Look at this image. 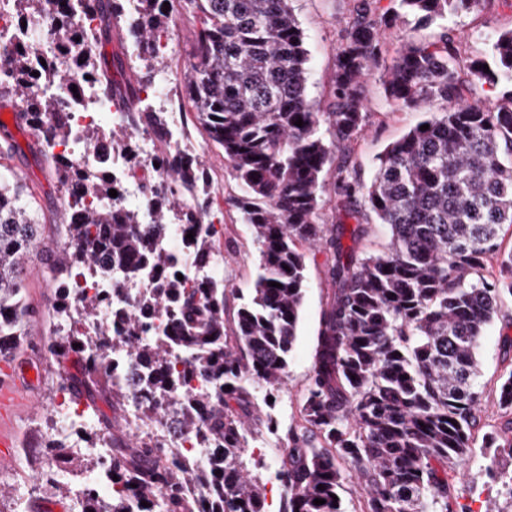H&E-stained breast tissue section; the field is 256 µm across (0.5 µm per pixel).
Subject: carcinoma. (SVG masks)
I'll return each instance as SVG.
<instances>
[{
  "instance_id": "obj_1",
  "label": "carcinoma",
  "mask_w": 512,
  "mask_h": 512,
  "mask_svg": "<svg viewBox=\"0 0 512 512\" xmlns=\"http://www.w3.org/2000/svg\"><path fill=\"white\" fill-rule=\"evenodd\" d=\"M45 2L15 0L18 26L39 25ZM164 2L139 0L131 27L144 50L170 19ZM176 2L178 12L204 16L185 74V106L223 148L240 186L234 203L259 245L254 288L238 305L220 280L187 288L171 273L174 259L160 246L169 224L189 225L187 245L200 262L220 248L211 227L198 224L209 209L211 180L189 150L160 151L174 188L147 218L136 210L117 216L104 204L72 195L65 201L64 246L47 251L44 260L58 294L54 315L75 324L97 318L102 299L84 297L71 306L65 285L98 259L135 266L154 278L155 288L136 302L112 341L86 334L57 344V355L72 352L81 364L76 375L60 374V385L74 404H85L94 423L89 435L106 437L112 468L94 457H72L63 441L46 447L112 483L106 498L86 494L84 512H268L265 487L243 474L241 453L251 431L230 402L250 406L253 384L273 388L288 376L306 286L304 248L318 247L331 255L333 296L322 313L302 423L288 432L278 472L282 512H342L333 496L340 495L348 470L364 494L361 512H454L448 471L464 461L478 426L475 350L500 302L512 297V251L502 252L500 242L503 226H512V30L493 40L491 61L470 62L465 79L455 37L404 44L385 74V92L398 108L431 113L423 121L429 129L417 127L388 147L370 183L353 176L343 157L328 184L325 172L335 154L344 153L367 124L361 87L384 46L372 0H359L346 29L326 112L308 95V53L291 0ZM397 2L396 17L431 24L480 0ZM73 8L101 16L94 36L99 46L121 13L120 0H77ZM59 49L35 77L25 47H17L12 83L22 123L44 147L58 181L70 187L87 175L49 153L66 126L55 119L53 99L32 96L36 83L68 84L83 73L127 113L128 126L161 141L164 122L160 112L131 111L139 89L114 80L112 62L83 49L78 35L69 34ZM482 81L508 90L495 104L466 101L465 89ZM328 202L338 209L336 225L320 222ZM39 212L23 178L0 169V310L13 313L0 319V337H13L14 348L30 316L24 288L27 261L44 226ZM345 218L355 220L348 247L342 244ZM372 219L391 230L387 250L378 254L364 244ZM490 257L500 259L509 279L484 276ZM156 309L167 312L168 331L146 341L142 318ZM117 348L144 366L150 405L143 415L150 424L166 425L162 399L182 392L181 425L212 449L208 468L192 457L170 461L155 445L112 434V420L100 412L95 395L125 404L124 389L112 382ZM195 379L210 387L187 392ZM499 400L512 409V364ZM483 448L487 476L503 478L498 463L512 458V419L507 431L485 435ZM189 486L208 488L209 499L185 498ZM316 499L325 503L316 505Z\"/></svg>"
}]
</instances>
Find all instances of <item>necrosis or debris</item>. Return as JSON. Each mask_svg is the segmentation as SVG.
<instances>
[{
	"label": "necrosis or debris",
	"instance_id": "obj_1",
	"mask_svg": "<svg viewBox=\"0 0 512 512\" xmlns=\"http://www.w3.org/2000/svg\"><path fill=\"white\" fill-rule=\"evenodd\" d=\"M34 91L40 96H53L58 110L68 116L69 133L66 138L57 141L53 148L54 154L63 157L76 169L111 173L117 195L109 199L110 207L117 210L148 211L151 202L142 193V183L149 180L161 189L167 188L169 183L163 167L156 164L153 136L142 131H132L124 143H113L112 132L125 124V115L115 111L110 101L90 82L79 79L71 87L39 83L35 85ZM90 128L100 130L101 135L97 140L86 139L85 132ZM186 235L185 225L173 224L161 240L162 246L173 256L175 270L182 274L184 285L194 286L204 277L223 279V254L215 253L207 263H199L187 247ZM105 268V263H92L79 283L84 294L106 298L98 322L83 324L82 332L111 333L119 321L120 313L128 311L137 299L147 295L154 286L151 277L136 272L112 277L106 275ZM114 373L127 390L125 424L132 435L158 444L164 456L174 458L191 453L196 456L199 465H207L211 456L210 449L200 447L191 433L180 428L178 416H171L168 424L161 428L143 423L140 371L136 360L127 350L116 351ZM50 415L54 422L51 430L53 438L65 441L78 453L96 455L102 461H109V448L103 439L88 438L92 422L82 410L68 401L65 390L57 391L50 406Z\"/></svg>",
	"mask_w": 512,
	"mask_h": 512
}]
</instances>
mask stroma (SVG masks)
I'll list each match as a JSON object with an SVG mask.
<instances>
[{"mask_svg": "<svg viewBox=\"0 0 512 512\" xmlns=\"http://www.w3.org/2000/svg\"><path fill=\"white\" fill-rule=\"evenodd\" d=\"M356 3L357 0L292 2L309 51V97L319 108H327L331 100L337 53L345 29L355 15ZM200 27V18L184 17L174 29L166 64L174 70L175 77L163 103L164 109H176L185 99V69ZM445 28L453 30L459 37L461 60L487 57L492 38L512 29V0H481L473 11L451 17L444 24L435 22L420 27L410 18L389 30L378 66L362 87L368 117L366 130L346 148L350 169L362 182L371 180L377 157L426 118L425 113L397 108L387 99L383 80L388 67L405 41H434ZM126 34L125 24H113L112 41L105 44L104 51L121 56L125 73L131 76L133 84L148 85L157 67L153 61L139 58L129 46L123 45ZM18 143L20 150L11 160L12 167L22 174L29 187L34 188L47 225L61 223L63 186L48 176L33 137L19 135ZM189 151L210 173L213 185L211 211L224 218L218 227L224 252V284L240 300H247L253 288L259 249L251 225L243 222L240 212L230 202L231 197L239 195L240 188L226 167L223 149L208 142L199 131H192ZM61 244V239L50 231L29 258L25 300L31 316L16 354L31 360L40 373V380L35 405L23 408L14 421L19 446L12 466L0 469V512H12L18 484L34 480L45 469L48 460L44 449L45 410L58 387L57 367L62 363L70 368L75 365L74 359L62 361L54 353L59 340L53 332L54 290L41 264L43 251L60 248ZM329 260V254L324 252L307 253L306 290L297 336L289 353L288 378L273 391L266 385H256L254 403L245 411L249 427L259 442L258 447L245 451L246 473L264 485L270 512H280L282 507L275 459L282 455L288 444L289 429L300 419L303 399L313 375L316 336L331 289L326 275ZM510 336L512 300L507 298L480 340L479 424L475 431L479 438L485 433L501 430L508 419L499 404V388L504 360L512 354L506 344ZM269 392L274 395L270 403L265 400ZM487 464L481 449L477 448L465 463L450 472L455 486V506L460 512H512V497L488 479Z\"/></svg>", "mask_w": 512, "mask_h": 512, "instance_id": "35a3bbf8", "label": "stroma"}]
</instances>
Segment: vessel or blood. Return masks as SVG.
Here are the masks:
<instances>
[{
    "label": "vessel or blood",
    "mask_w": 512,
    "mask_h": 512,
    "mask_svg": "<svg viewBox=\"0 0 512 512\" xmlns=\"http://www.w3.org/2000/svg\"><path fill=\"white\" fill-rule=\"evenodd\" d=\"M37 372L33 366L0 354V465L11 462L15 441L10 423L18 408L34 403Z\"/></svg>",
    "instance_id": "vessel-or-blood-1"
}]
</instances>
